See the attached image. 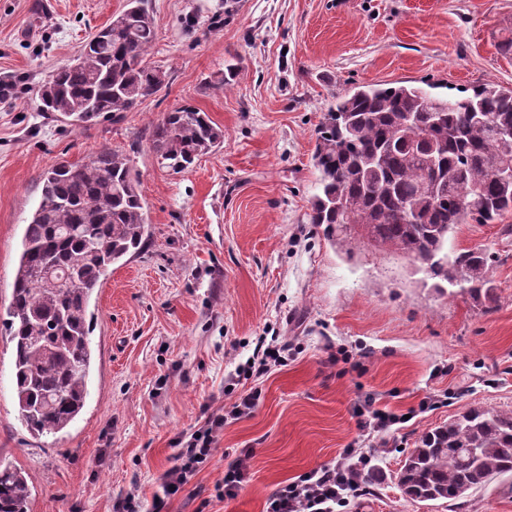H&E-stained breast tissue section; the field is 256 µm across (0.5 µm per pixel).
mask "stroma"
Instances as JSON below:
<instances>
[{"label":"stroma","instance_id":"obj_1","mask_svg":"<svg viewBox=\"0 0 512 512\" xmlns=\"http://www.w3.org/2000/svg\"><path fill=\"white\" fill-rule=\"evenodd\" d=\"M125 0H0V77L37 86L110 22ZM157 39L146 60L167 88L115 120L73 127L29 96L0 101V309L10 300L25 226L45 172L123 152L146 201L148 237L113 265L90 300L94 361L85 406L66 434L32 438L18 418L14 356L0 325V459L33 483L30 512H115L128 493L153 512L181 438L258 389L210 463L164 512H263L277 487L343 449L369 456V492L344 512H512V475L455 503L406 499L397 474L420 436L471 407L512 409V213L463 224L448 248L487 251L489 300L433 288L417 263L310 223L315 130L337 97L373 83L512 86V0H146ZM195 18L196 27L186 25ZM236 63L230 87L218 85ZM192 105L224 142L188 171L163 168L154 124ZM288 363L231 385L263 337ZM401 415L371 436L356 407ZM249 480L215 486L237 449Z\"/></svg>","mask_w":512,"mask_h":512}]
</instances>
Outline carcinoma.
<instances>
[{
  "label": "carcinoma",
  "mask_w": 512,
  "mask_h": 512,
  "mask_svg": "<svg viewBox=\"0 0 512 512\" xmlns=\"http://www.w3.org/2000/svg\"><path fill=\"white\" fill-rule=\"evenodd\" d=\"M156 39L144 0L126 9L54 70L36 91L38 109L73 126L128 112L167 85L146 62ZM425 87H355L336 99L316 129L313 161L319 192L310 223L344 230L374 247L401 253L443 284L489 294L481 249L452 255L445 245L461 224L491 222L512 211V87L494 82L449 99ZM224 132L185 104L151 132L159 163L182 172L217 147ZM147 233L139 180L122 153L104 148L82 164L57 162L21 242L12 299L0 319L14 344L19 418L38 439L65 430L81 413L93 360L89 300L112 265L141 248ZM78 268L80 286L51 288L42 263ZM512 474V410L468 409L421 435L398 474L413 501H456L459 492ZM33 485L0 460V512H29Z\"/></svg>",
  "instance_id": "cac0c4a2"
}]
</instances>
